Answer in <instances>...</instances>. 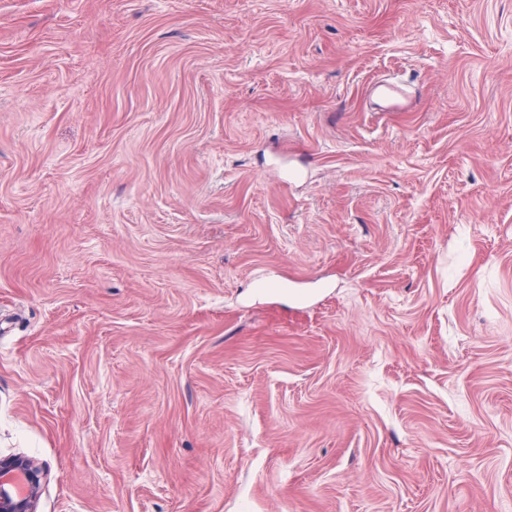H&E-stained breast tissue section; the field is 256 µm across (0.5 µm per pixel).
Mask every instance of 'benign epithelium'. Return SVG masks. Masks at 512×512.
I'll return each instance as SVG.
<instances>
[{"label":"benign epithelium","instance_id":"1","mask_svg":"<svg viewBox=\"0 0 512 512\" xmlns=\"http://www.w3.org/2000/svg\"><path fill=\"white\" fill-rule=\"evenodd\" d=\"M43 467L21 454H0V512H37Z\"/></svg>","mask_w":512,"mask_h":512}]
</instances>
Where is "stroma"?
Wrapping results in <instances>:
<instances>
[{
	"mask_svg": "<svg viewBox=\"0 0 512 512\" xmlns=\"http://www.w3.org/2000/svg\"><path fill=\"white\" fill-rule=\"evenodd\" d=\"M0 453L37 512H512V0H0ZM377 94L383 98L390 112H400L405 108L408 95L398 82H385L376 86ZM20 474L24 490L17 492L3 479ZM43 489V467L35 459L21 454H0V512H37Z\"/></svg>",
	"mask_w": 512,
	"mask_h": 512,
	"instance_id": "stroma-1",
	"label": "stroma"
}]
</instances>
